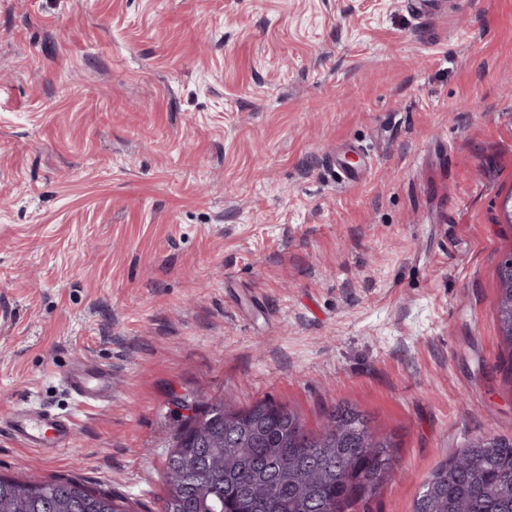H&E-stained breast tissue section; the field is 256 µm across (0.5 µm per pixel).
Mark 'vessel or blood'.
<instances>
[{
	"label": "vessel or blood",
	"instance_id": "vessel-or-blood-1",
	"mask_svg": "<svg viewBox=\"0 0 512 512\" xmlns=\"http://www.w3.org/2000/svg\"><path fill=\"white\" fill-rule=\"evenodd\" d=\"M62 381L75 398V412L62 415L26 403L11 411L8 431L24 446L47 454L68 447L76 432V411L112 398V372L108 368L81 364L65 371Z\"/></svg>",
	"mask_w": 512,
	"mask_h": 512
}]
</instances>
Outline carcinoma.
Masks as SVG:
<instances>
[{
	"instance_id": "1",
	"label": "carcinoma",
	"mask_w": 512,
	"mask_h": 512,
	"mask_svg": "<svg viewBox=\"0 0 512 512\" xmlns=\"http://www.w3.org/2000/svg\"><path fill=\"white\" fill-rule=\"evenodd\" d=\"M496 317L512 378V252L498 265ZM202 426L171 434L161 512H361L396 463L397 443L338 404L322 427L271 401L237 409L211 401ZM181 457L198 474L182 479ZM0 512H131L123 498L72 477L22 483L0 476ZM414 512H512V437H478L439 463Z\"/></svg>"
}]
</instances>
